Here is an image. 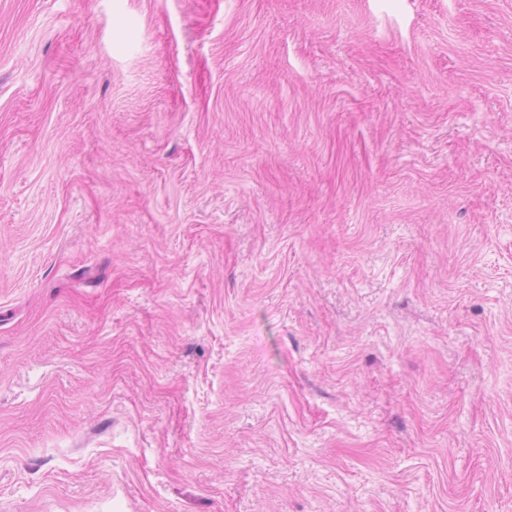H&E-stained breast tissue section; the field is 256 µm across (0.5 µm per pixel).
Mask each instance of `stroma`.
<instances>
[{
    "label": "stroma",
    "mask_w": 512,
    "mask_h": 512,
    "mask_svg": "<svg viewBox=\"0 0 512 512\" xmlns=\"http://www.w3.org/2000/svg\"><path fill=\"white\" fill-rule=\"evenodd\" d=\"M0 512H512V0H0Z\"/></svg>",
    "instance_id": "1"
}]
</instances>
